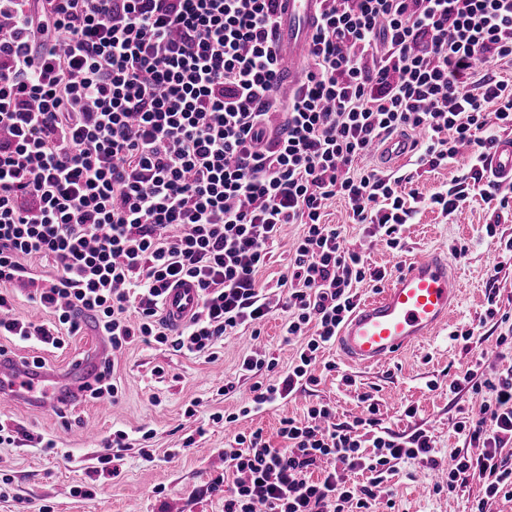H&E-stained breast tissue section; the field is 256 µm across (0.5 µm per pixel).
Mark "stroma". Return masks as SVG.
Instances as JSON below:
<instances>
[{
  "instance_id": "35a3bbf8",
  "label": "stroma",
  "mask_w": 512,
  "mask_h": 512,
  "mask_svg": "<svg viewBox=\"0 0 512 512\" xmlns=\"http://www.w3.org/2000/svg\"><path fill=\"white\" fill-rule=\"evenodd\" d=\"M469 169V157L462 152L447 165L415 178L412 188L424 203L403 226L404 248L399 253L366 237L363 227L352 223L343 200H332L324 217L326 223L339 226L350 243L365 246L373 265L392 274L406 258L435 249L448 252L463 292L447 324L404 354L369 367L351 365L336 349H326L323 357L335 363V371L323 373L318 385L240 419L234 430L263 428L276 445L282 420L304 418L309 404L330 403L336 408L337 422L349 423L360 415L361 398L367 394L379 409L382 425L393 433L426 430L440 464H447L462 448L452 426L461 412L478 415L483 397L469 391L449 393V379L477 360L487 373L512 366V348L498 346L496 322L486 316L487 271L497 258L498 243L485 233L486 225L495 223L500 233L512 236V208H500L497 200L477 195L445 216L425 203ZM284 319L282 311H274L261 324L260 336L242 330L226 339L212 359L133 342L114 356L119 401L113 405L88 401L63 417L26 406L9 409V418L53 440L56 450L0 447V471L12 480L0 495V512H38L45 504L52 505L54 512H224L223 495L209 494L206 488L224 470L219 452L229 443L231 432L212 423L210 416L238 411L246 401L252 382L239 375L245 354L270 355L280 366L288 365L293 349L283 339ZM461 328L471 329V338L451 340V332ZM94 334L92 326H85L63 350L46 351L6 337L0 338V346L18 358L38 357L46 368L59 369L75 354L91 350ZM228 379L237 384L231 396L219 392ZM191 405L196 412L189 416L185 410ZM409 406L417 410L411 418L404 414ZM143 428L153 432L151 460H144L133 443L117 462L119 475L104 479L95 497L72 496L97 457L109 454L113 430H125L134 440ZM190 434L195 442L188 446L184 439ZM436 476L435 469L414 460L396 464L389 493L376 495L375 512H467L480 493L479 484L454 494L439 493L434 489Z\"/></svg>"
}]
</instances>
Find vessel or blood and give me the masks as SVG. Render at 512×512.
Returning <instances> with one entry per match:
<instances>
[{"mask_svg": "<svg viewBox=\"0 0 512 512\" xmlns=\"http://www.w3.org/2000/svg\"><path fill=\"white\" fill-rule=\"evenodd\" d=\"M322 11L321 0H278L277 38L284 53V90L298 86L312 45L313 26ZM488 180L512 183V136L497 140L484 159ZM461 284L447 257L430 252L402 262L398 272L379 294L358 306L336 340L351 364L372 366L385 362L444 325L460 293ZM198 307V288L183 280L169 289L163 315L174 326L189 321ZM104 341H97L87 362L71 365L60 373L37 370L22 359L0 355V410L17 404L41 408L61 407V400L39 398L35 386L53 382L78 391L93 361L110 358Z\"/></svg>", "mask_w": 512, "mask_h": 512, "instance_id": "b4317fda", "label": "vessel or blood"}]
</instances>
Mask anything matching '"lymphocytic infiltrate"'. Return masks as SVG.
Here are the masks:
<instances>
[{
  "label": "lymphocytic infiltrate",
  "instance_id": "f902f5d3",
  "mask_svg": "<svg viewBox=\"0 0 512 512\" xmlns=\"http://www.w3.org/2000/svg\"><path fill=\"white\" fill-rule=\"evenodd\" d=\"M306 80L282 96L273 0H0V335L63 348L91 322L119 351L140 341L210 355L281 308L287 369L244 356L252 397L235 422L317 384L320 357L359 305V284L384 269L325 223L348 204L368 236L401 249L417 192L408 173L363 167L395 134L424 132L413 164L436 170L460 148L467 176L430 198L450 214L473 196L512 205V185L485 181L494 129L512 128V81L479 64L512 60V0H323ZM302 232L276 295L256 276L285 225ZM51 262L36 273L34 261ZM197 283L192 320L170 328L169 288ZM48 318L15 309V287ZM488 389L480 417L453 430L448 492L478 482L470 512L512 488V367L497 379L472 364L448 385ZM375 406L336 422L327 403L224 451V512H371L394 464L435 465L426 431L399 436ZM365 473L353 487L345 472Z\"/></svg>",
  "mask_w": 512,
  "mask_h": 512
}]
</instances>
